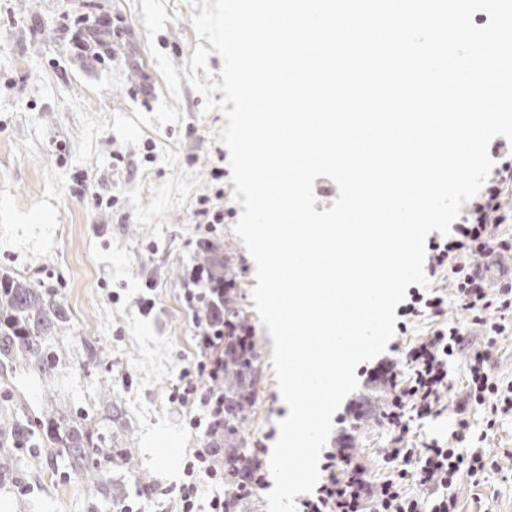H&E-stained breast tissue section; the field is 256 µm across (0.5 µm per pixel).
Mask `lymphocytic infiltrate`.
I'll list each match as a JSON object with an SVG mask.
<instances>
[{"instance_id": "f902f5d3", "label": "lymphocytic infiltrate", "mask_w": 512, "mask_h": 512, "mask_svg": "<svg viewBox=\"0 0 512 512\" xmlns=\"http://www.w3.org/2000/svg\"><path fill=\"white\" fill-rule=\"evenodd\" d=\"M506 146V141H497L494 176L466 203L460 221L452 224L447 235L429 240L427 276L432 279L447 272L463 319L437 327L412 345L405 354L408 371L382 359L366 373L368 381L386 390L379 416L387 426L400 428L412 412L441 414L450 392L448 365L459 354L468 329H480L483 346L466 361L464 397L456 407L451 439L412 448L404 445L402 437H393L383 454L386 473L381 477L371 476L349 453H327L321 485L314 497L300 501L297 512H457L454 491L461 480L479 483L487 470L497 467V460L482 449L467 450L463 443L471 430L472 408L481 409L489 433L501 419L512 416V381L493 369L502 332L501 322L493 315L512 310V280L489 287L485 276L477 274L471 264L473 257L488 258L512 245L500 233L502 225L512 223V205L503 202L506 189L512 186V154ZM186 284L184 301L194 313L198 356L194 377L184 380L174 392L179 402L199 408L190 426L205 427L207 436L212 437L224 422V393L219 384L224 378V335L233 327L224 316V297L236 282L196 265L188 271ZM446 307L447 298L439 290L423 293L410 289L408 302L398 311L397 328L406 332L409 320L443 316ZM183 473V481L171 489L177 512H227L223 449H192ZM204 482L215 493L203 507L199 487Z\"/></svg>"}]
</instances>
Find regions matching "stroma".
<instances>
[{
    "mask_svg": "<svg viewBox=\"0 0 512 512\" xmlns=\"http://www.w3.org/2000/svg\"><path fill=\"white\" fill-rule=\"evenodd\" d=\"M114 21L121 38L109 59L81 62L67 25L85 13ZM189 0H0V271L53 286L70 312L59 338L67 382L62 397L95 417L111 416L135 468L104 463V484L47 465L41 449L18 452L12 482L0 485V512H172L168 491L190 449L206 443L190 409L171 399L196 358L185 271L193 242L213 240L237 282L233 299L254 330L260 375L248 433L269 459L287 409L275 379L273 342L254 310L255 264L233 233L229 152L220 111L202 114V96L182 71L198 43ZM232 209L221 224H199L198 198ZM151 298L152 311L142 308ZM462 315L411 323L384 354L394 362L437 326ZM112 394L111 406L99 399ZM36 378L16 371L0 384V415L24 423L46 408ZM455 410L406 418L405 440L448 438ZM391 438L379 418L355 428L351 454L373 475ZM459 512H512V459L479 484L455 490Z\"/></svg>",
    "mask_w": 512,
    "mask_h": 512,
    "instance_id": "stroma-1",
    "label": "stroma"
}]
</instances>
